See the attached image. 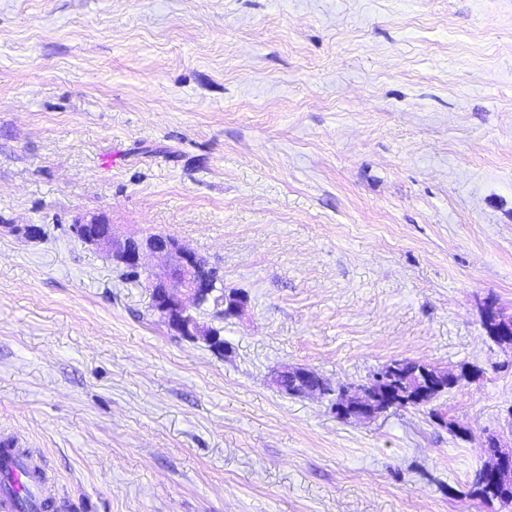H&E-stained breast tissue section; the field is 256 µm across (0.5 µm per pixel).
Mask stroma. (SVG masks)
<instances>
[{"mask_svg": "<svg viewBox=\"0 0 512 512\" xmlns=\"http://www.w3.org/2000/svg\"><path fill=\"white\" fill-rule=\"evenodd\" d=\"M92 214L246 294L195 312L228 353L72 236ZM488 301L512 314V0H0V437L46 512H504L472 493L512 442ZM402 359L480 374L368 421L272 382ZM244 295L232 294L220 298L219 304L215 307V315L222 319L236 318L242 315L246 306ZM312 370L305 367H294L285 365L281 368L280 371L277 372L274 377V383L284 393L288 394V389L286 390L283 387L282 381L284 378L288 377V375H295L298 379L296 381V388L292 392V396L297 397H312L315 395H321L316 388L308 386L302 382L301 379H304L308 374H310Z\"/></svg>", "mask_w": 512, "mask_h": 512, "instance_id": "obj_1", "label": "stroma"}]
</instances>
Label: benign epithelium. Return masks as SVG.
<instances>
[{
    "mask_svg": "<svg viewBox=\"0 0 512 512\" xmlns=\"http://www.w3.org/2000/svg\"><path fill=\"white\" fill-rule=\"evenodd\" d=\"M71 231L78 241L107 253L123 268L146 272L153 305L171 329L182 336L202 340L220 354L226 351L221 331L200 324L192 316V308L214 298L216 286L215 277L201 256L167 236L118 238L112 225L100 217L80 219L71 225ZM154 257H162L166 263L153 265L151 259ZM245 306V296L232 294L220 300L215 307V315L222 319L236 318L242 315ZM481 316L487 335L494 343L512 348V320L501 318L491 303L483 305ZM310 373L311 370L305 367L285 365L277 372L274 383L281 390L283 379L294 375L297 381L292 395L312 397L318 394V390L302 382ZM399 376L405 378L407 373L392 365L376 372L364 384L343 389L332 405L334 414L339 419H369L386 412L399 400L428 395L425 389H401L396 384Z\"/></svg>",
    "mask_w": 512,
    "mask_h": 512,
    "instance_id": "obj_1",
    "label": "benign epithelium"
}]
</instances>
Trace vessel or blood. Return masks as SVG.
<instances>
[{"mask_svg": "<svg viewBox=\"0 0 512 512\" xmlns=\"http://www.w3.org/2000/svg\"><path fill=\"white\" fill-rule=\"evenodd\" d=\"M4 476L9 477L10 484L0 489V512H21L22 502L26 499L45 504L58 499L44 470L14 437L0 442V478Z\"/></svg>", "mask_w": 512, "mask_h": 512, "instance_id": "obj_1", "label": "vessel or blood"}]
</instances>
